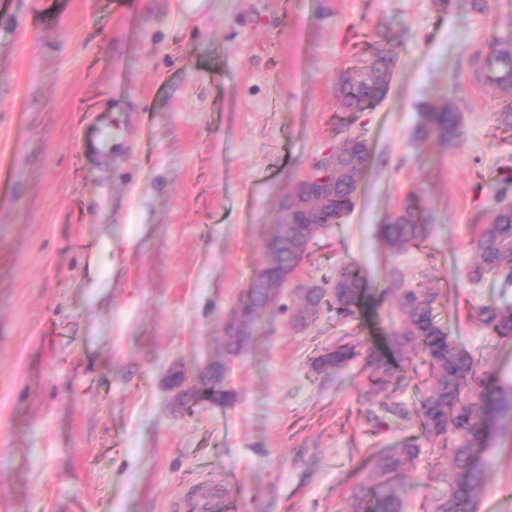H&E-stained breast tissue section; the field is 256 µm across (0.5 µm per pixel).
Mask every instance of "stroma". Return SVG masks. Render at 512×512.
Returning a JSON list of instances; mask_svg holds the SVG:
<instances>
[{
    "label": "stroma",
    "instance_id": "35a3bbf8",
    "mask_svg": "<svg viewBox=\"0 0 512 512\" xmlns=\"http://www.w3.org/2000/svg\"><path fill=\"white\" fill-rule=\"evenodd\" d=\"M0 0V512H347L372 452L419 437L420 360L375 391L367 359L398 309L322 306L294 326L296 288L358 264L442 293L436 314L492 388L512 395V336L479 320L512 302L468 278L472 240L512 182V129L471 58L512 39V0ZM387 28L386 98L350 116L338 87ZM454 103L460 134L415 141L422 105ZM111 148L83 154L96 114ZM363 137L353 211L319 234L279 301L229 360L233 405L188 409L185 385L224 358V326L260 268L282 206L313 162ZM432 212L420 245L390 254L381 224L409 191ZM360 341L331 374L324 347ZM409 418L386 412L384 398ZM477 512H512V414L479 454ZM431 443L404 477L408 512L448 488Z\"/></svg>",
    "mask_w": 512,
    "mask_h": 512
}]
</instances>
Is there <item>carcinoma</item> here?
I'll list each match as a JSON object with an SVG mask.
<instances>
[{"label": "carcinoma", "mask_w": 512, "mask_h": 512, "mask_svg": "<svg viewBox=\"0 0 512 512\" xmlns=\"http://www.w3.org/2000/svg\"><path fill=\"white\" fill-rule=\"evenodd\" d=\"M394 64V49L384 46L380 39L370 45L366 54L355 61L356 77L341 85L340 108L345 112H363L380 102L388 92ZM476 64L479 79L493 93H512V41H499L493 55L476 60ZM459 128L460 114L453 104L428 106L421 110L415 138L434 136L448 142L458 136ZM369 160L366 141L349 137L333 154L327 177L336 179V183L328 193L311 197L308 184L301 181L288 195V211L294 223L275 225L262 266L245 289L238 311L225 325L224 356L233 358L243 352L251 325L270 301L282 295L268 288L267 283L285 271H295L316 236L341 223L354 207L358 183ZM431 223L432 215L422 207L419 193L411 190L381 225L380 236L390 253H400L423 242ZM474 248L478 260L469 271V279L479 282L493 274L500 277L503 288L511 287L512 203L504 199L497 203ZM296 295L299 307L285 305L283 310L290 313L298 326L311 323L327 297L339 319L355 315V308L368 299L376 305L392 297L397 299L399 321L387 339L391 356L379 354L369 358L370 380L380 388L393 381L400 383L404 381L400 366L422 357L432 377L417 410L422 435L438 444L440 450L448 451L455 470L462 473V478L448 484L447 491L432 498L430 512H476L484 474L476 450L485 445L508 403L491 389L488 373L477 371L473 357L458 349L437 320L438 289L421 283L409 285L394 267L386 287L373 291L361 269L347 264L336 270L330 287L304 286ZM479 318L494 334L512 335V303L485 306ZM357 348L358 344L348 343L326 349L312 359L311 371L316 375L337 371L358 356ZM226 371L223 363L211 365L191 392L189 402L232 405L236 393L227 384ZM419 451L416 445L408 443L373 454L369 472L351 498L350 512H407L403 478L412 469Z\"/></svg>", "instance_id": "cac0c4a2"}]
</instances>
